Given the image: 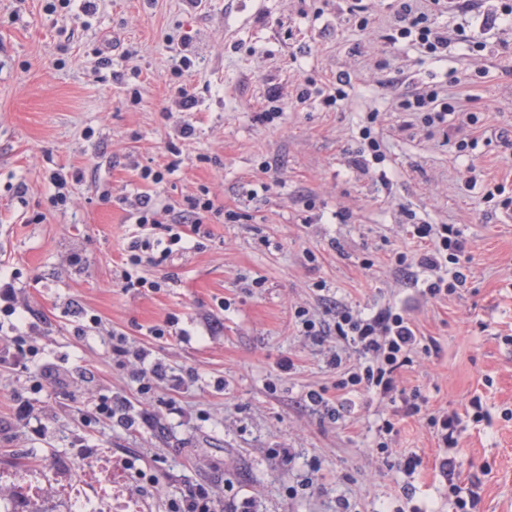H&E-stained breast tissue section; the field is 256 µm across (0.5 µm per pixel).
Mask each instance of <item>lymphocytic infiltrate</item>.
Here are the masks:
<instances>
[{
  "instance_id": "f902f5d3",
  "label": "lymphocytic infiltrate",
  "mask_w": 512,
  "mask_h": 512,
  "mask_svg": "<svg viewBox=\"0 0 512 512\" xmlns=\"http://www.w3.org/2000/svg\"><path fill=\"white\" fill-rule=\"evenodd\" d=\"M454 13L480 15V27L484 30L500 23L512 27V0H498L492 8L486 7L485 0H396L385 40L392 45L405 43L420 56L438 62L447 57L448 48L455 40L468 42L474 50H484V42L466 36L464 28L452 32L439 25V17ZM399 109L416 115L430 134L447 132L449 123H456L462 133L455 143L458 151H466L478 142V116L459 98L449 96L444 86L411 90L400 100ZM128 206L135 224L150 227L151 232L131 243L121 285L126 289L161 290V282L140 276L139 267L166 262L182 241L181 226L190 224L201 228L213 212L214 203L204 188L186 197L180 208L160 204L155 197L141 193L135 194ZM411 235L423 242V250L413 255L398 253L396 263L426 272V294L438 298L465 284V275L456 267L459 254L465 249L457 230L445 224H416ZM295 318L303 336L323 348L328 367L340 372L336 388L344 393L361 389L385 394L397 392L399 371L410 364L421 345L411 318L401 309L388 307L365 317L345 308L337 313L329 330L318 324L308 310H298ZM343 345L357 351L360 362L348 364L339 352ZM112 358L118 368L128 371L141 393H149L162 383L173 389L182 384L181 378L171 375L164 361L153 357L147 348L129 345L124 334H113Z\"/></svg>"
}]
</instances>
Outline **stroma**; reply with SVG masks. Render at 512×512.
<instances>
[{
    "label": "stroma",
    "mask_w": 512,
    "mask_h": 512,
    "mask_svg": "<svg viewBox=\"0 0 512 512\" xmlns=\"http://www.w3.org/2000/svg\"><path fill=\"white\" fill-rule=\"evenodd\" d=\"M376 17L361 30L352 0H84L50 13L44 0H0V280L17 290L23 324L36 326L43 388L0 368V470L26 462L44 471L104 448L142 512H168L195 484L222 489V512H456L442 456L479 483L468 512H512V222L484 195L512 196V30L463 43L431 63L387 45L393 0H364ZM189 37L194 65L171 73L170 38ZM386 68H379V60ZM351 77L339 110L308 83L328 89ZM447 82L481 127L457 152L431 137L397 103L414 87ZM196 101L172 110L179 84ZM139 89L140 104L129 100ZM283 113L266 121L271 89ZM380 114L385 160L363 173L351 164L367 113ZM194 133L180 156L168 144L182 124ZM166 173L145 183L149 165ZM71 175L68 203L53 206L47 176ZM207 187L215 211L184 248L142 275L161 290L119 284L135 228L121 202L136 192L171 205ZM240 213L224 221V210ZM447 224L465 240L467 276L455 294L430 299L417 269L395 253L420 249L410 222ZM406 310L429 354L401 369L398 386L420 391L432 410L457 413V447L441 450L425 420L372 391L350 393L338 421L306 393L339 396L324 354L301 336L294 313L331 323L337 307ZM97 316L87 335L77 330ZM170 324L158 339L150 329ZM153 350L176 390L144 395L112 361L111 331ZM293 369L283 371L281 360ZM117 394L157 413L155 429L85 420L100 396ZM24 400L30 422L14 416ZM395 424L386 448L377 428ZM41 425L42 434L32 431ZM292 449L290 458L278 456ZM423 464L406 474L408 455ZM155 470L142 489L134 470Z\"/></svg>",
    "instance_id": "stroma-1"
}]
</instances>
